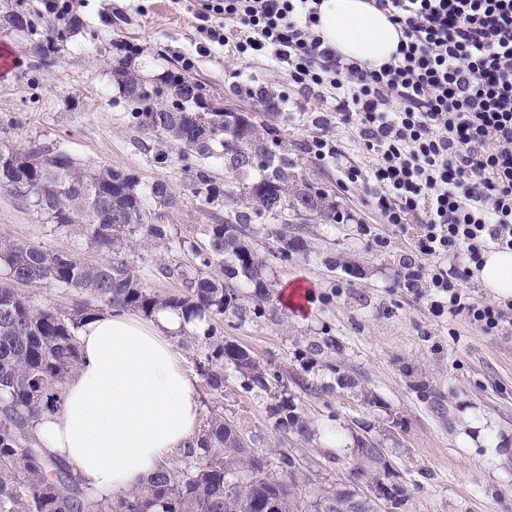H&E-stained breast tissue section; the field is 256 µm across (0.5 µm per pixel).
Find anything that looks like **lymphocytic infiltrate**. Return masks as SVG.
Listing matches in <instances>:
<instances>
[{"label":"lymphocytic infiltrate","instance_id":"1","mask_svg":"<svg viewBox=\"0 0 512 512\" xmlns=\"http://www.w3.org/2000/svg\"><path fill=\"white\" fill-rule=\"evenodd\" d=\"M401 29L390 61L363 68L326 47L314 28L320 0H200L199 31L240 58L265 57L302 94L333 90L307 143L336 156L331 126L354 131L375 161L348 168L386 223L422 215L415 251L463 254L481 269L493 249L512 250V0H373ZM418 286L485 332L512 315V300L476 301L458 267L420 266Z\"/></svg>","mask_w":512,"mask_h":512}]
</instances>
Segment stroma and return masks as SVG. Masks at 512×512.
Here are the masks:
<instances>
[{
  "mask_svg": "<svg viewBox=\"0 0 512 512\" xmlns=\"http://www.w3.org/2000/svg\"><path fill=\"white\" fill-rule=\"evenodd\" d=\"M197 8L196 0H88L66 41L45 56L32 51L26 33L0 30V142L59 148L82 166L124 170L148 185L166 183L177 203L162 210L164 222L184 236L199 237L202 225L223 220L224 204L197 195L175 146L128 124V106L112 73L116 59H127L141 76L155 79L180 72L182 57H194L189 75L204 99L259 118L264 105L242 93V86L277 94L287 91L288 78L265 61L229 56L215 44L200 51ZM332 106L322 94L298 96L279 127L299 173L326 192L343 221L330 227L295 221L312 253L285 262L273 257L263 236L252 239L275 290L304 288L305 305L295 309L277 302L275 320L243 326L228 321L224 336L282 375L316 429L346 435L371 426L406 489L399 512H512V327L489 334L465 316L436 315L426 289L404 287V264L415 254L418 221L402 228L385 223L369 190L345 182L349 167H371L372 153L356 135L336 127L331 130L339 143L336 157L320 159L305 147L317 129L296 122L295 113L318 116ZM0 235L92 263L108 259L85 238L51 229L4 190ZM127 258L145 286L160 295L180 292L181 285L156 275L158 265L188 268L193 262L190 252L150 245ZM331 259L337 270L329 269ZM350 263L359 275L344 272ZM324 337L334 338L338 347L315 368V379L329 384L334 369L348 370L359 379L357 392L300 389L299 355ZM172 344L196 378L202 414L221 413L260 433V453L273 457L285 450L295 457L304 475L296 495L311 499L334 484L356 487L352 446L330 447L319 438L276 432L268 419L270 398L244 392L231 374L222 391L210 390L195 375L203 348L178 336Z\"/></svg>",
  "mask_w": 512,
  "mask_h": 512,
  "instance_id": "1",
  "label": "stroma"
}]
</instances>
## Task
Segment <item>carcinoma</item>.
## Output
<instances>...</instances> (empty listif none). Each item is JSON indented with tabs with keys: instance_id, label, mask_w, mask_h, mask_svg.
<instances>
[{
	"instance_id": "1",
	"label": "carcinoma",
	"mask_w": 512,
	"mask_h": 512,
	"mask_svg": "<svg viewBox=\"0 0 512 512\" xmlns=\"http://www.w3.org/2000/svg\"><path fill=\"white\" fill-rule=\"evenodd\" d=\"M28 32L34 51L44 49L37 24L23 13L0 16V29ZM120 94L130 108L128 121L145 134L173 141L197 193L211 204L231 202L221 224H205L203 244L181 236L153 209L175 200L162 182L148 187L132 173L109 167L84 168L64 150L33 144L0 147V190L32 208L57 230L75 232L112 260L88 264L75 255L0 237V512H309L311 501L295 496L296 459L282 451L275 459L258 454L261 437L248 433L222 414L210 413L195 437L160 463L140 487L99 497L82 487L72 470L42 447L35 434L45 414L58 411L66 384L81 354L78 334L105 309L119 308L151 317L160 309L206 323V351L197 372L206 385L224 386V372L238 374L240 386L275 400L273 427L293 429L310 438L316 430L299 412L280 375L257 362L250 352L224 338V317L239 324L276 313L273 284L252 246L259 233L280 260L307 255V241L291 231L286 214L316 210L326 224L338 222L336 204L320 188L298 176L296 161L279 138L276 112L258 122L250 112L206 113L190 78L167 76L151 81L120 60L114 69ZM224 163L229 184L214 183L199 162ZM151 242L189 248L193 272L162 263L157 272L181 281L184 292L159 295L145 287L126 252ZM43 284L73 290L81 300L72 307L40 306L30 289ZM336 348V340L308 347L307 369L317 356ZM359 381L336 372L335 384L310 380L309 392L353 391ZM357 476L372 483L391 474L379 449L353 437ZM317 512H374L371 502H357L351 490L332 486L315 498Z\"/></svg>"
}]
</instances>
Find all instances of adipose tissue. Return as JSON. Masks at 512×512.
<instances>
[{
  "instance_id": "obj_1",
  "label": "adipose tissue",
  "mask_w": 512,
  "mask_h": 512,
  "mask_svg": "<svg viewBox=\"0 0 512 512\" xmlns=\"http://www.w3.org/2000/svg\"><path fill=\"white\" fill-rule=\"evenodd\" d=\"M316 32L365 67L389 61L401 38L399 27L369 0H322ZM479 276L497 297H512V251L485 254ZM187 327L168 309L147 321L112 310L80 331L82 357L63 406L44 415L36 433L93 494L140 486L195 436L201 414L195 385L170 343Z\"/></svg>"
}]
</instances>
